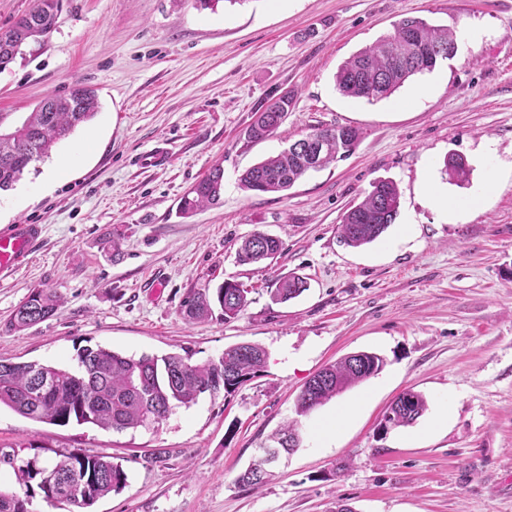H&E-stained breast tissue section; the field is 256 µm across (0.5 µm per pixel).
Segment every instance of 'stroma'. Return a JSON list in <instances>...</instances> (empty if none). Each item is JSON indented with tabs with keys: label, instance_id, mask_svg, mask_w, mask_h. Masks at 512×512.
I'll use <instances>...</instances> for the list:
<instances>
[{
	"label": "stroma",
	"instance_id": "1",
	"mask_svg": "<svg viewBox=\"0 0 512 512\" xmlns=\"http://www.w3.org/2000/svg\"><path fill=\"white\" fill-rule=\"evenodd\" d=\"M408 16L479 29L481 41L388 98L342 96L338 66ZM77 82L97 92L93 119L0 192V228L43 227L29 263L0 278V360L72 365L78 348L99 345L201 363L250 342L268 361L231 397L206 394L122 433L4 407L0 448L41 461L58 450L116 458L129 485L91 512H335L340 502L354 512H512V177L455 224L428 196L434 187L468 204L487 178L476 160L484 146L494 164L512 165V0H220L213 11L192 0H63L49 39L0 70V114L19 121ZM285 92L294 102L282 125L249 141L257 109ZM326 126L357 128L361 139L288 191L239 189L243 170ZM158 144L168 161L141 167ZM451 153L467 161V182L443 174ZM63 159L68 174L51 179ZM217 163L220 204L181 217L182 197ZM384 179L400 192L394 224L372 244L344 245L343 214ZM256 232L280 239L281 254L239 263L241 240ZM108 233L119 255L102 249ZM293 272L308 290L272 302L271 288ZM227 280L249 289L246 310L187 322L190 292ZM35 288L60 293L63 306L7 330ZM357 351L382 356V370L296 415L308 379ZM407 390L426 397L427 411L380 433ZM345 404L351 418L318 438L313 424ZM292 420L294 452L261 488L239 487Z\"/></svg>",
	"mask_w": 512,
	"mask_h": 512
}]
</instances>
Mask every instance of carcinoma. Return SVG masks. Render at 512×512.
<instances>
[{"label":"carcinoma","mask_w":512,"mask_h":512,"mask_svg":"<svg viewBox=\"0 0 512 512\" xmlns=\"http://www.w3.org/2000/svg\"><path fill=\"white\" fill-rule=\"evenodd\" d=\"M62 0H37L35 7L7 27H0V65L12 63L31 43L45 42L56 28ZM456 35L444 26L419 17H406L393 33L358 50L343 62L334 75L336 89L350 98H387L410 77L431 72L438 61L454 57ZM293 97L282 94L257 111L247 130L253 141L269 138L290 111ZM98 100L93 88L75 82L65 95L45 98L14 126L0 128V190L18 182L30 164L49 157L52 149L80 124L96 113ZM323 148L316 160L294 149H284L246 169L239 187L256 195L281 193L311 171L325 167L337 157L347 156L358 144L360 132L347 126L318 127ZM462 157L444 160L449 179L464 182L470 169ZM224 193V168L216 165L183 197L179 212L188 217L218 203ZM399 208V191L392 180H379L362 201L350 207L339 225L344 244L358 248L381 238L394 223ZM282 242L261 232L242 240L238 259L244 264L260 263L279 255ZM307 290L298 275L281 279L270 291L272 301L287 302ZM249 291L226 281L214 295L197 293L185 306V318L201 321L219 306L224 319L241 315L249 304ZM63 304L61 295L34 288L13 312L7 330L22 331L54 316ZM268 353L259 345L229 346L216 359L192 364L176 354L161 357L143 354L137 358L110 349L86 346L77 353V365L59 366L39 362L0 361V407L6 406L34 422L67 425L92 424L104 430L123 432L155 424L178 407L188 408L201 395L224 390L233 395L263 370ZM384 359L370 352L348 355L321 369L304 385L296 402L303 416L336 395L378 374ZM427 410L425 397L413 390L399 394L384 413L380 429L413 424ZM297 421L289 422L276 437L281 451L289 454L296 443ZM13 471L19 490L0 489V512H28L39 495L44 501L67 503L86 509L99 499L120 493L128 485L123 465L109 456L57 451L48 462L24 459L16 449H0V468ZM265 449L242 471L238 484L258 488L271 476Z\"/></svg>","instance_id":"1"}]
</instances>
